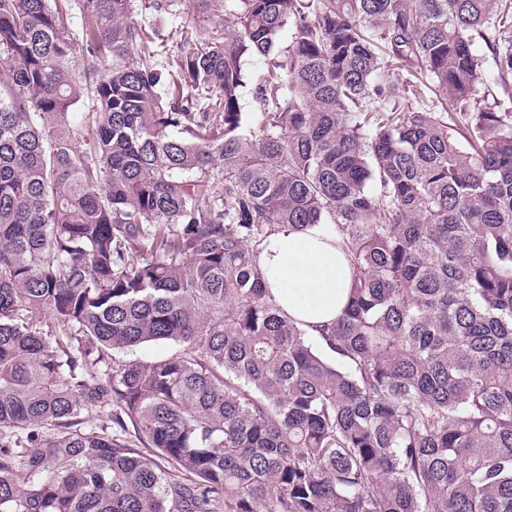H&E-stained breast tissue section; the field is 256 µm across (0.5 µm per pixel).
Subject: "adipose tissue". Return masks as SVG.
I'll list each match as a JSON object with an SVG mask.
<instances>
[{
	"label": "adipose tissue",
	"instance_id": "adipose-tissue-1",
	"mask_svg": "<svg viewBox=\"0 0 512 512\" xmlns=\"http://www.w3.org/2000/svg\"><path fill=\"white\" fill-rule=\"evenodd\" d=\"M270 299L307 335H320L341 315L351 269L340 240L328 225L297 230L273 227L256 247Z\"/></svg>",
	"mask_w": 512,
	"mask_h": 512
}]
</instances>
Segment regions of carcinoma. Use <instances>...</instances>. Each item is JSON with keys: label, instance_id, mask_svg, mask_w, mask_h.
<instances>
[{"label": "carcinoma", "instance_id": "1", "mask_svg": "<svg viewBox=\"0 0 512 512\" xmlns=\"http://www.w3.org/2000/svg\"><path fill=\"white\" fill-rule=\"evenodd\" d=\"M134 2L0 0V512H512V0H224L174 66ZM327 214L311 338L252 252ZM266 66L264 59L258 56H247L243 61V70L246 77V87L244 88V109L245 117L250 124H255L261 120L260 106L254 98V85L252 79L264 72ZM181 350L182 348L174 343H147L115 356L120 360H153L171 356Z\"/></svg>", "mask_w": 512, "mask_h": 512}]
</instances>
